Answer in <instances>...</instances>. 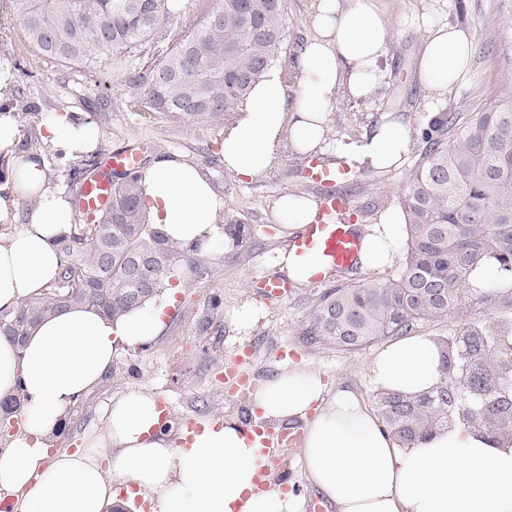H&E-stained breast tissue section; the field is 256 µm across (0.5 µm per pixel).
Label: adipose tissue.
<instances>
[{"mask_svg": "<svg viewBox=\"0 0 512 512\" xmlns=\"http://www.w3.org/2000/svg\"><path fill=\"white\" fill-rule=\"evenodd\" d=\"M315 31L285 77L271 68L251 89L246 106L224 126L220 155L241 181L271 175L282 147L306 158L335 153L339 164L386 171L401 167L408 149L402 119L385 116L362 142L329 148L325 133L338 92L371 98L386 85L382 67L393 34L374 0H317ZM425 36L416 77L429 117L438 116L470 62L467 30L423 17ZM42 139L77 155L96 139L91 125L47 113ZM12 114L0 115V155L10 163L0 188V222L20 198L36 204L25 224L0 236V308H12L57 277L54 239L69 231L74 211L62 189L49 184L44 160L21 152ZM148 218L180 247H211L225 202L202 170L181 156L154 159L142 172ZM273 211L284 236L313 223L317 203L282 195ZM401 211L384 213L363 234L361 268L398 255ZM162 310H138L112 321L91 306H75L43 320L24 348L0 336V400L22 391L20 432L0 451V490L12 493L11 512H111L148 500L151 512H299L297 498L260 488L261 445L236 419L203 424L189 438L166 435L154 394L113 397L105 431L83 448L51 451L48 441L67 410L109 373L117 342L143 343L158 335ZM439 350L428 336H408L380 350L372 364L376 388L417 394L439 379ZM261 418L304 421L301 463L307 478L336 512H512V442L495 443L451 425L410 447L383 432L377 415L349 389L327 394L319 373L285 365L253 399Z\"/></svg>", "mask_w": 512, "mask_h": 512, "instance_id": "obj_1", "label": "adipose tissue"}]
</instances>
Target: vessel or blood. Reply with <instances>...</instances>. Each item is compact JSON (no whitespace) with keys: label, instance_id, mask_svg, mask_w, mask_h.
Returning <instances> with one entry per match:
<instances>
[{"label":"vessel or blood","instance_id":"1","mask_svg":"<svg viewBox=\"0 0 512 512\" xmlns=\"http://www.w3.org/2000/svg\"><path fill=\"white\" fill-rule=\"evenodd\" d=\"M141 154L126 149L110 154L103 168L91 179L86 180L80 191V206L84 212L92 213L106 207L112 199L113 171L138 169ZM351 198L347 193L328 194L322 199L320 212L322 221L307 225L304 232L291 244L296 255H314L319 259L310 279L320 284L328 270L349 271L355 268L361 249V236L352 225L341 220V213L349 211ZM261 293L271 301L287 297L289 284L275 276L261 277L257 283ZM253 357L251 348L240 349L232 363L224 369V389L227 393L248 400L251 388L244 370ZM247 435L258 437L262 453L268 464H277L281 457L294 453L298 448L302 432L295 425H270L263 422L246 424Z\"/></svg>","mask_w":512,"mask_h":512}]
</instances>
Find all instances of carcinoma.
Masks as SVG:
<instances>
[{
    "label": "carcinoma",
    "mask_w": 512,
    "mask_h": 512,
    "mask_svg": "<svg viewBox=\"0 0 512 512\" xmlns=\"http://www.w3.org/2000/svg\"><path fill=\"white\" fill-rule=\"evenodd\" d=\"M38 55L90 67L114 55L135 61L127 74L135 106L175 123L214 120L238 111L271 66L288 71L302 45L288 51L283 0H223L197 33L171 30V0H12ZM416 159L400 196L406 241L400 268L388 277L341 283L314 304L303 335L312 344L353 351L448 314L457 328L439 335L440 381L416 396L379 392L383 429L403 447L458 422L491 439L512 434V320L472 315L467 280L488 264L512 278V97L467 112H445L420 132ZM112 200L91 217L73 196L78 222L55 240L60 273L13 310H0V336L24 343L46 315L88 305L117 321L168 286L191 260L146 214L140 172L113 175Z\"/></svg>",
    "instance_id": "cac0c4a2"
}]
</instances>
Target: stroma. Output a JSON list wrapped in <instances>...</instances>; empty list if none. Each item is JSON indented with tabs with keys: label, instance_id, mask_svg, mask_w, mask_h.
Here are the masks:
<instances>
[{
	"label": "stroma",
	"instance_id": "stroma-1",
	"mask_svg": "<svg viewBox=\"0 0 512 512\" xmlns=\"http://www.w3.org/2000/svg\"><path fill=\"white\" fill-rule=\"evenodd\" d=\"M379 7L394 38L382 65L390 78L370 100H353L338 94L327 130V142L357 143L368 130L369 121L384 113L404 118L411 135L424 125L422 91L415 80V62L423 32L420 19L430 14L437 19L466 22L472 41L468 74L449 93L445 111L461 112L470 105L502 96L512 87V0H379ZM0 66L13 76L12 95L44 112H66L77 122L92 123L97 139L84 154L68 157L52 149L32 127V118L17 113L21 148L43 156L51 185L69 190L72 172L87 161L147 141L157 154L179 153L195 162L223 194L230 210L244 219L261 247L251 259L241 261L233 248L220 244L203 252V261L215 268L207 279L198 278L188 263H181L155 300L164 311L159 335L144 345H119L115 375L106 377L79 399L52 449L75 450L89 433H102L103 410L112 397L130 390H147L167 405L166 422L182 432L186 417L197 419L234 416L246 421L250 409L239 408L225 396L218 377L224 366L244 346H253L252 367L258 380L274 376L284 365L310 367L328 385L342 382L373 402L371 365L379 351L371 345L356 352L309 344L302 330L310 310L322 292L321 286L294 287L288 299L269 302L255 286L263 274H277L276 260L287 240L281 234L272 204L288 193L319 198L320 191L307 180L308 160L290 156L269 177L242 182L224 169L222 161H209L224 131L223 122L195 121L175 124L159 112L129 111L131 94L126 77L128 59L103 61L84 69L41 59L25 42L20 28L0 43ZM406 168L384 172L353 173L342 188L353 199L346 215L348 223L367 228L378 223L381 213L399 205ZM257 311L248 330H241L234 313L243 304Z\"/></svg>",
	"mask_w": 512,
	"mask_h": 512
}]
</instances>
